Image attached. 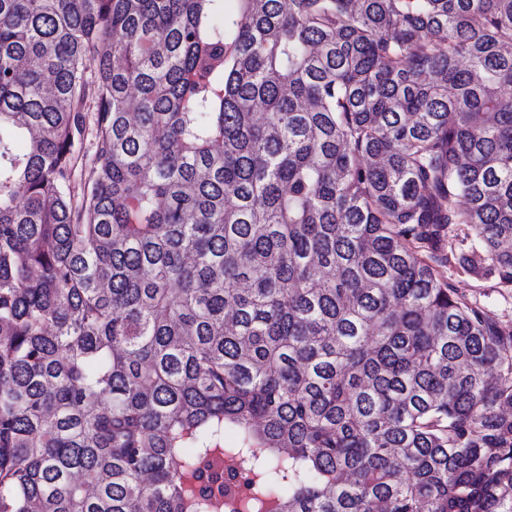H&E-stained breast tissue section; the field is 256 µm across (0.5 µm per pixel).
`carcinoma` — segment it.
<instances>
[{"label": "carcinoma", "instance_id": "cac0c4a2", "mask_svg": "<svg viewBox=\"0 0 512 512\" xmlns=\"http://www.w3.org/2000/svg\"><path fill=\"white\" fill-rule=\"evenodd\" d=\"M505 86L512 0H0V512H512ZM441 273L468 301L512 327V288L501 287L496 278L476 277L455 264L441 268Z\"/></svg>", "mask_w": 512, "mask_h": 512}]
</instances>
